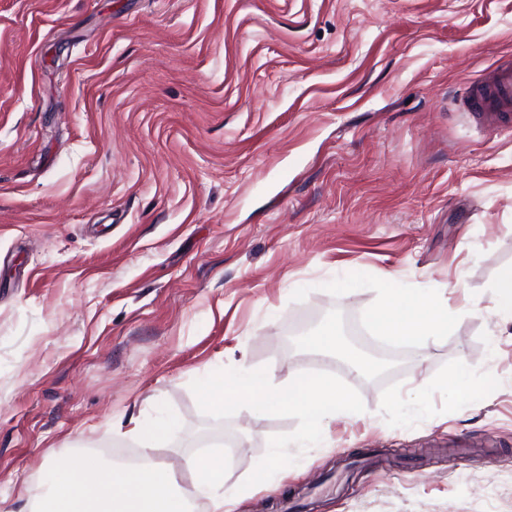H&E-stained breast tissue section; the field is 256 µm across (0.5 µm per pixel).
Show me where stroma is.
Instances as JSON below:
<instances>
[{
  "label": "stroma",
  "mask_w": 512,
  "mask_h": 512,
  "mask_svg": "<svg viewBox=\"0 0 512 512\" xmlns=\"http://www.w3.org/2000/svg\"><path fill=\"white\" fill-rule=\"evenodd\" d=\"M507 61L512 0H0V512L138 422L185 483L222 446L236 512H512V129L459 106ZM393 288L447 333L376 335ZM243 367L349 407L208 404Z\"/></svg>",
  "instance_id": "obj_1"
}]
</instances>
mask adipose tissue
<instances>
[{"instance_id":"obj_1","label":"adipose tissue","mask_w":512,"mask_h":512,"mask_svg":"<svg viewBox=\"0 0 512 512\" xmlns=\"http://www.w3.org/2000/svg\"><path fill=\"white\" fill-rule=\"evenodd\" d=\"M372 321L385 336H436L448 329V306L441 299L401 289L391 293ZM209 399L217 405L250 403L257 410L279 404L297 411L321 436L325 420L347 399L335 382L300 375L279 382L265 372L241 370L231 381L215 379ZM195 480L178 484L173 475L150 460L105 467L94 454L74 456L60 464L48 461L44 485L31 490L34 512H192L195 500L206 499L207 512H233L235 496L224 488V459L194 455L185 462Z\"/></svg>"}]
</instances>
